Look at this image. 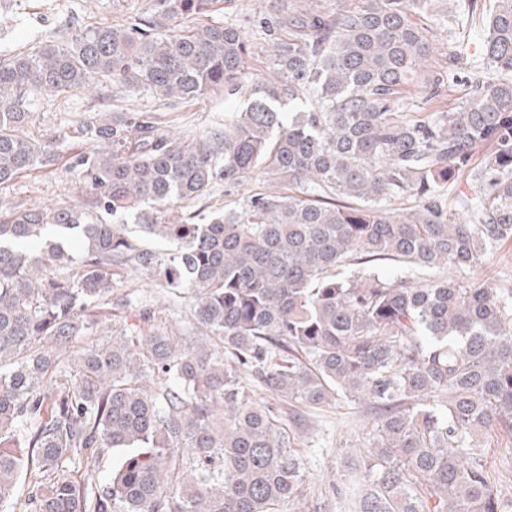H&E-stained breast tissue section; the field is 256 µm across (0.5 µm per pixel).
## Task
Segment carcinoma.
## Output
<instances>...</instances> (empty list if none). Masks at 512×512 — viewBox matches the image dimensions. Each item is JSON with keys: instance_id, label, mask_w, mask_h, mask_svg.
Returning a JSON list of instances; mask_svg holds the SVG:
<instances>
[{"instance_id": "obj_1", "label": "carcinoma", "mask_w": 512, "mask_h": 512, "mask_svg": "<svg viewBox=\"0 0 512 512\" xmlns=\"http://www.w3.org/2000/svg\"><path fill=\"white\" fill-rule=\"evenodd\" d=\"M221 1L148 0L129 25L0 60V185L58 159L61 136L25 135L44 93L247 97L191 140L155 112L82 120L85 194L0 205V508L22 481L25 512H283L302 459L278 410L244 396L245 369L280 403L365 407L356 512H501L483 458L512 439V280L445 271L512 241V0H494L473 98L421 118L408 89L432 101L445 83L421 80L433 43L412 18L432 0H284L266 71L240 26L205 21ZM255 172L274 190L204 212ZM397 199L414 205L383 206ZM133 267L189 296L192 334L84 341L131 302L112 288Z\"/></svg>"}]
</instances>
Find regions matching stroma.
I'll use <instances>...</instances> for the list:
<instances>
[{"mask_svg": "<svg viewBox=\"0 0 512 512\" xmlns=\"http://www.w3.org/2000/svg\"><path fill=\"white\" fill-rule=\"evenodd\" d=\"M488 6V0H434L426 13L415 18L417 26L437 46L424 70L446 75L441 97L448 107H456L469 97L470 77L483 66ZM146 7L147 0H0V57L34 50L46 41L64 39L68 33L89 26L129 23ZM277 17L274 0H235L232 10L213 15L214 21L229 20L244 30L260 70L272 62L267 28ZM118 107L130 112L159 113L163 122L195 136L222 126L230 104L220 93L192 103H173L136 91L121 92L105 102L82 92L48 94L35 107L27 132L35 137L51 136L94 112ZM85 149V142L78 138L59 142L58 161L0 187V204L45 207L74 202L80 181L69 159ZM134 284L139 287L137 300L130 306L113 307L112 319L100 326L99 336L145 321L189 328L188 300L166 297L143 271L115 281L112 293H126ZM286 425L304 462L303 497L286 503L287 512H353L344 456L348 448L368 444L362 408L344 402L302 407L296 418L287 419ZM484 461L492 479L501 486L502 512H512V442L492 438Z\"/></svg>", "mask_w": 512, "mask_h": 512, "instance_id": "stroma-1", "label": "stroma"}]
</instances>
